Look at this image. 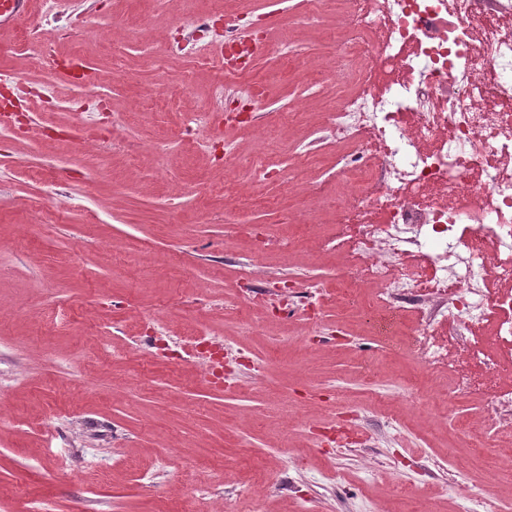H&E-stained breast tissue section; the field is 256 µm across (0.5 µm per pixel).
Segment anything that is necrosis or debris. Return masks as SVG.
I'll use <instances>...</instances> for the list:
<instances>
[{
	"mask_svg": "<svg viewBox=\"0 0 512 512\" xmlns=\"http://www.w3.org/2000/svg\"><path fill=\"white\" fill-rule=\"evenodd\" d=\"M357 35L326 78L348 86L328 115L351 223L337 255L358 261L370 329L486 397L473 438L503 430L512 404V0H355ZM437 305L406 328L409 312Z\"/></svg>",
	"mask_w": 512,
	"mask_h": 512,
	"instance_id": "4bbe7bcc",
	"label": "necrosis or debris"
}]
</instances>
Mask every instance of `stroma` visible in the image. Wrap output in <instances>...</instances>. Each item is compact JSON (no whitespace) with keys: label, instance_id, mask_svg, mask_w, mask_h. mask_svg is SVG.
Here are the masks:
<instances>
[{"label":"stroma","instance_id":"stroma-1","mask_svg":"<svg viewBox=\"0 0 512 512\" xmlns=\"http://www.w3.org/2000/svg\"><path fill=\"white\" fill-rule=\"evenodd\" d=\"M227 15L271 45L245 75L266 106L241 121L237 83L216 92L211 68L172 53L194 19ZM22 23L94 83L59 68L48 94L15 98L21 122H0L11 158L0 165V512H211L217 501L251 512L235 479L253 468L265 512H387L398 497L404 512H476L472 492L491 488L485 465L500 450L493 434L469 446L463 424L482 402L450 398L436 380L409 387L418 363L381 348L355 309L318 303L311 321L284 314L278 296L286 284L357 282L354 259L328 254L348 214L331 196L342 167L323 117L340 90L317 75L347 5L65 0L32 6ZM1 70L40 80L13 28L0 30ZM199 110L211 115L205 153L183 126ZM116 118L126 139L113 150ZM301 156L313 165L292 191ZM258 160L268 175L251 186ZM227 180L239 196L230 208ZM54 191L66 215L32 222L31 197ZM269 238L281 249L264 250ZM259 252L275 277L264 297L245 280ZM193 321L222 349L232 388L189 361ZM367 359L377 376H362ZM370 393L413 420L374 408Z\"/></svg>","mask_w":512,"mask_h":512}]
</instances>
